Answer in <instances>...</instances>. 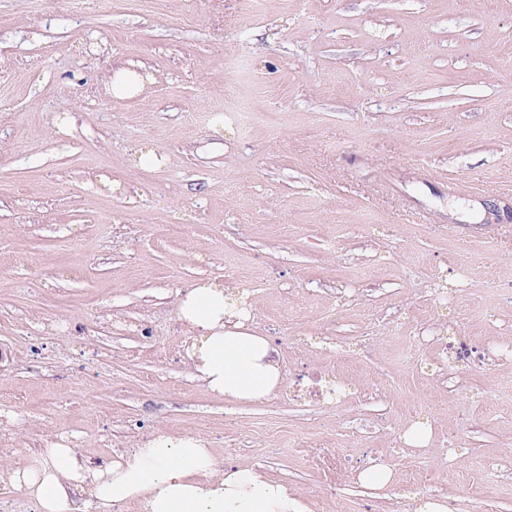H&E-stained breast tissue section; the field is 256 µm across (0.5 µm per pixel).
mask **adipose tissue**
Returning <instances> with one entry per match:
<instances>
[{"instance_id":"obj_1","label":"adipose tissue","mask_w":512,"mask_h":512,"mask_svg":"<svg viewBox=\"0 0 512 512\" xmlns=\"http://www.w3.org/2000/svg\"><path fill=\"white\" fill-rule=\"evenodd\" d=\"M194 332L191 362L202 388L233 402L266 401L283 372L266 339L246 327V302L229 301L224 288L206 283L178 303ZM39 512H74L84 492L95 512L138 502L142 512H308L287 485L253 467H220L205 439L158 436L132 454L92 465L77 448L56 442L27 456L9 476Z\"/></svg>"}]
</instances>
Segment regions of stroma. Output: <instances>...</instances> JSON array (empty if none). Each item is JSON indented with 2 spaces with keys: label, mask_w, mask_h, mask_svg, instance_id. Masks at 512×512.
Listing matches in <instances>:
<instances>
[{
  "label": "stroma",
  "mask_w": 512,
  "mask_h": 512,
  "mask_svg": "<svg viewBox=\"0 0 512 512\" xmlns=\"http://www.w3.org/2000/svg\"><path fill=\"white\" fill-rule=\"evenodd\" d=\"M203 105L244 118L188 123ZM210 282L247 293L272 399L193 378L177 302ZM495 340L512 0H0V512H37L8 473L50 443L97 465L163 434L310 512H512ZM378 463L393 483L364 487Z\"/></svg>",
  "instance_id": "obj_1"
}]
</instances>
